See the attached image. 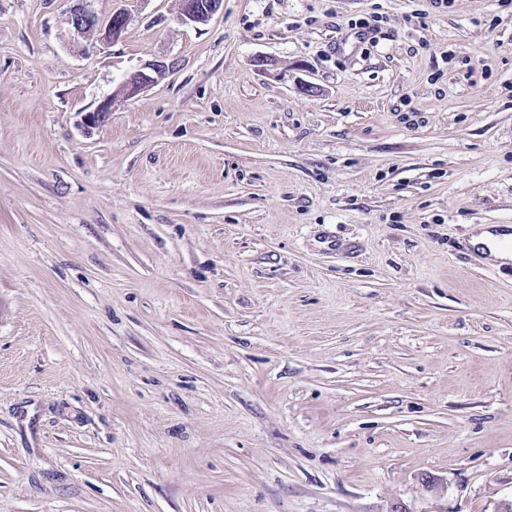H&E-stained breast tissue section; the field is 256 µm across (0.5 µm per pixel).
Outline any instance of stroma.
Here are the masks:
<instances>
[{
    "mask_svg": "<svg viewBox=\"0 0 512 512\" xmlns=\"http://www.w3.org/2000/svg\"><path fill=\"white\" fill-rule=\"evenodd\" d=\"M74 4L0 0V512L512 504V0ZM77 7L71 14V24L80 33L96 31L101 41L112 43L121 37L126 26V15L124 12H115L106 20L99 16L89 7L91 0H76ZM181 2L184 21L204 23L218 11L222 0H182ZM481 232L474 239L476 244L484 245L490 255L495 259L502 261H509L512 259V252L507 246V242L509 240V235L506 232H500V234H495L493 232L484 230L480 228Z\"/></svg>",
    "mask_w": 512,
    "mask_h": 512,
    "instance_id": "1",
    "label": "stroma"
}]
</instances>
